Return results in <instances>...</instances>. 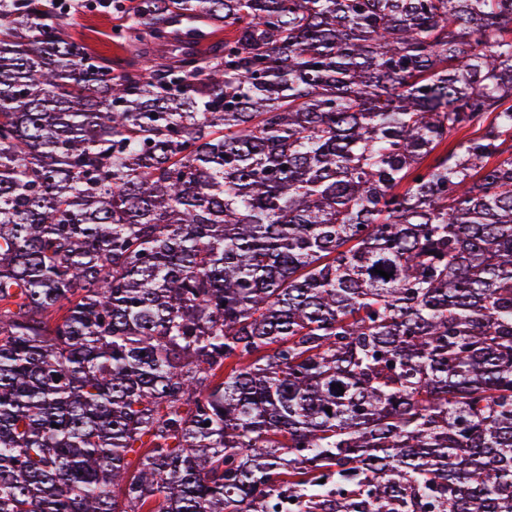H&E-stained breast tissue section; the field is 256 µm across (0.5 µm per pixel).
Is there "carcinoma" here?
<instances>
[{
    "instance_id": "cac0c4a2",
    "label": "carcinoma",
    "mask_w": 512,
    "mask_h": 512,
    "mask_svg": "<svg viewBox=\"0 0 512 512\" xmlns=\"http://www.w3.org/2000/svg\"><path fill=\"white\" fill-rule=\"evenodd\" d=\"M112 8L0 0V512H512V0ZM120 23L112 9L95 7L90 10H78L74 14L70 32L82 38L99 56L112 62L113 67L124 70L139 68L136 55L125 47L115 44L112 27Z\"/></svg>"
}]
</instances>
